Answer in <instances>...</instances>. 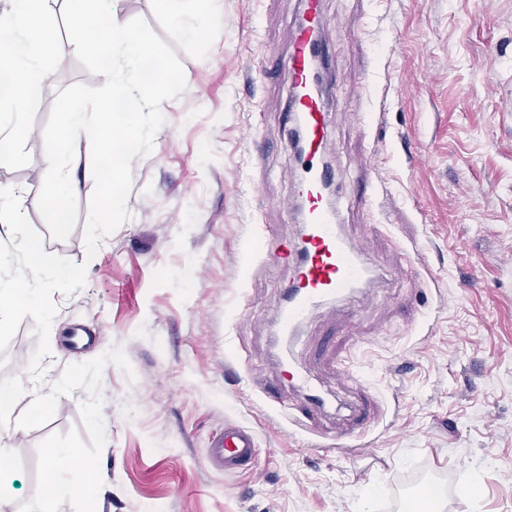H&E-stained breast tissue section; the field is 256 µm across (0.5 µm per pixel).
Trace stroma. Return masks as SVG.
Wrapping results in <instances>:
<instances>
[{"label":"stroma","mask_w":512,"mask_h":512,"mask_svg":"<svg viewBox=\"0 0 512 512\" xmlns=\"http://www.w3.org/2000/svg\"><path fill=\"white\" fill-rule=\"evenodd\" d=\"M301 0H223L191 40L174 41L158 0H123L183 64L185 91L162 103L152 152L132 165L129 220L87 257L90 146L70 168L71 236L54 240L37 208L48 161L35 133L57 90L102 86L76 59L60 10L44 19L45 74L24 122L32 138L0 163L22 192L45 252L86 263L84 287L54 293L46 379L24 318L0 353V384L46 403L0 428L12 467L0 512H400L434 479L445 512H512V0H322L344 234L381 270L340 306L316 309L297 336L276 334L295 273L253 242L282 249L301 233L286 61ZM363 409L313 418L324 436L358 433L344 458L306 446L280 407L297 403L278 358ZM349 366L354 381L337 370ZM238 423L258 459L229 474L205 456ZM94 470L64 493L45 448ZM464 486L473 497L460 495Z\"/></svg>","instance_id":"35a3bbf8"}]
</instances>
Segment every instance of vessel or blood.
<instances>
[{
    "label": "vessel or blood",
    "instance_id": "obj_1",
    "mask_svg": "<svg viewBox=\"0 0 512 512\" xmlns=\"http://www.w3.org/2000/svg\"><path fill=\"white\" fill-rule=\"evenodd\" d=\"M321 0H303V14L292 36L288 56V74L292 94L288 112L293 122L292 145L303 160V177L298 183L302 233L297 247L280 255L263 252L267 261L287 258L296 271L286 295L278 307L283 333L293 334L307 313L323 302L341 301L369 285L378 272L377 263L345 237L329 199L330 181L316 168L317 159L329 155L333 143L328 135L327 114L317 93L311 92V63L320 58L324 47L320 36ZM303 402L302 414L309 415L331 408V400L311 386L299 372H291ZM208 461L231 472L255 463V437L248 428L233 426L210 438Z\"/></svg>",
    "mask_w": 512,
    "mask_h": 512
}]
</instances>
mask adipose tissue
I'll use <instances>...</instances> for the list:
<instances>
[{"label": "adipose tissue", "instance_id": "ef3b65f1", "mask_svg": "<svg viewBox=\"0 0 512 512\" xmlns=\"http://www.w3.org/2000/svg\"><path fill=\"white\" fill-rule=\"evenodd\" d=\"M25 6L0 13V74L9 79L8 89L0 91V101L9 104L15 116L28 111L31 95L42 73L37 59L49 32L42 17L51 11L55 0H24ZM171 21L170 32L182 39L197 34L220 0H160ZM13 186L0 184V230L18 234V247L26 265L33 273H40L50 265L34 240L21 237L19 231L23 213Z\"/></svg>", "mask_w": 512, "mask_h": 512}]
</instances>
